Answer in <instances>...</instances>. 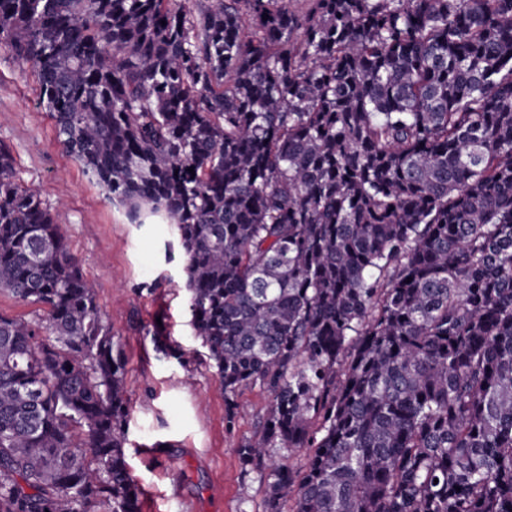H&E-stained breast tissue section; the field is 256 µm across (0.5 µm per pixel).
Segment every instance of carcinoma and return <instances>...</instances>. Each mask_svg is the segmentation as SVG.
Here are the masks:
<instances>
[{
    "mask_svg": "<svg viewBox=\"0 0 512 512\" xmlns=\"http://www.w3.org/2000/svg\"><path fill=\"white\" fill-rule=\"evenodd\" d=\"M197 2L0 0V40L174 226L228 422L268 397L266 512H512V0ZM4 291L44 314L0 315V512H143L126 363L0 147Z\"/></svg>",
    "mask_w": 512,
    "mask_h": 512,
    "instance_id": "carcinoma-1",
    "label": "carcinoma"
}]
</instances>
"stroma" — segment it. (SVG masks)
<instances>
[{
	"mask_svg": "<svg viewBox=\"0 0 512 512\" xmlns=\"http://www.w3.org/2000/svg\"><path fill=\"white\" fill-rule=\"evenodd\" d=\"M0 145L25 184L61 205L70 250L125 358L128 461L144 512H265L266 482L237 449L254 437L266 395L244 390L228 421L215 371L200 359L172 228L128 223L88 181L38 104L31 64L1 40Z\"/></svg>",
	"mask_w": 512,
	"mask_h": 512,
	"instance_id": "35a3bbf8",
	"label": "stroma"
}]
</instances>
